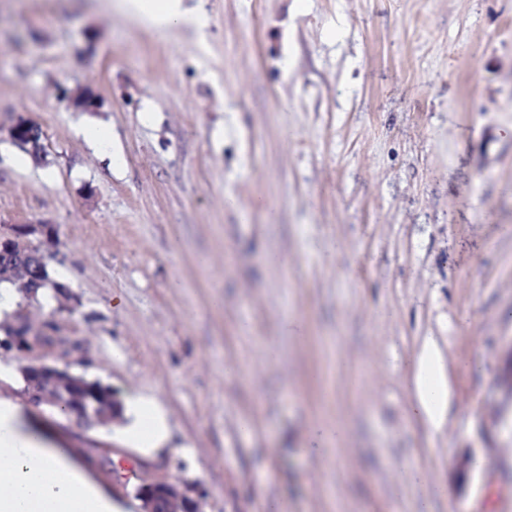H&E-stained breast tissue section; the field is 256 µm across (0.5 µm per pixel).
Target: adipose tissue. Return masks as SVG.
Listing matches in <instances>:
<instances>
[{
  "label": "adipose tissue",
  "mask_w": 512,
  "mask_h": 512,
  "mask_svg": "<svg viewBox=\"0 0 512 512\" xmlns=\"http://www.w3.org/2000/svg\"><path fill=\"white\" fill-rule=\"evenodd\" d=\"M137 25L168 32L192 30L205 39L208 14L186 0H116ZM414 415L440 427L448 413V387L435 341H426L414 360ZM21 408L0 399V512H122L55 453L23 434ZM123 442L145 457L170 449L172 434L164 407L152 397L132 396L123 404Z\"/></svg>",
  "instance_id": "adipose-tissue-1"
}]
</instances>
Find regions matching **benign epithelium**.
I'll return each mask as SVG.
<instances>
[{"label":"benign epithelium","mask_w":512,"mask_h":512,"mask_svg":"<svg viewBox=\"0 0 512 512\" xmlns=\"http://www.w3.org/2000/svg\"><path fill=\"white\" fill-rule=\"evenodd\" d=\"M9 135L14 141H27L33 148L42 150L43 133L22 116L14 121ZM53 245V237L41 226L30 227L24 235L15 229L8 233L0 230V271L21 280V285H28L43 274ZM11 326L17 332L11 349L24 361L21 367L25 382L22 394L33 406L56 411L81 430H89L90 426L78 419L71 401L64 398L65 387L72 375L73 355L79 346L63 336H55L52 343H46L42 338L43 330L33 326L25 309L15 314ZM49 347L62 365L48 364L35 356ZM134 493L141 501V512H202L196 488L180 479L144 477Z\"/></svg>","instance_id":"1"}]
</instances>
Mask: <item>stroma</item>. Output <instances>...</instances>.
Masks as SVG:
<instances>
[{
  "label": "stroma",
  "instance_id": "obj_1",
  "mask_svg": "<svg viewBox=\"0 0 512 512\" xmlns=\"http://www.w3.org/2000/svg\"><path fill=\"white\" fill-rule=\"evenodd\" d=\"M112 2L0 0V227L55 229L74 299L30 316L118 400L157 398L175 450L0 380L24 430L130 512L154 470L204 512H512V0H190L202 44ZM20 115L45 134L24 165ZM429 337L438 429L409 411Z\"/></svg>",
  "mask_w": 512,
  "mask_h": 512
}]
</instances>
